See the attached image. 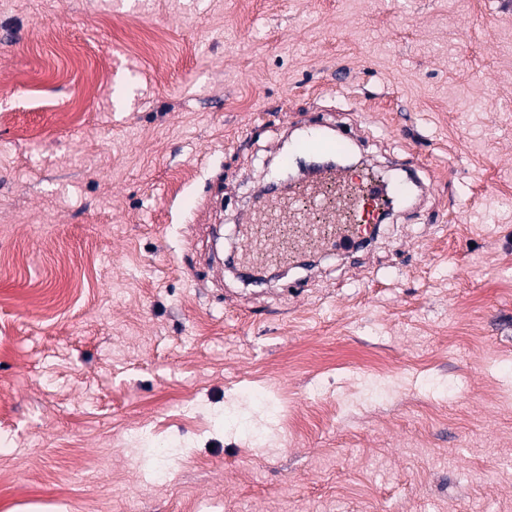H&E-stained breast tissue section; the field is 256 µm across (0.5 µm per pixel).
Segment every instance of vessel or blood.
<instances>
[{
  "mask_svg": "<svg viewBox=\"0 0 512 512\" xmlns=\"http://www.w3.org/2000/svg\"><path fill=\"white\" fill-rule=\"evenodd\" d=\"M349 138L344 129L314 122L292 140L279 168L287 170L297 154L333 155ZM421 188L411 177L385 181L336 166L321 167L286 190L267 182L261 202L250 210L235 265L250 273L266 264H293L311 253L352 249L373 218Z\"/></svg>",
  "mask_w": 512,
  "mask_h": 512,
  "instance_id": "obj_1",
  "label": "vessel or blood"
}]
</instances>
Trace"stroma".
I'll return each mask as SVG.
<instances>
[{"instance_id": "stroma-1", "label": "stroma", "mask_w": 512, "mask_h": 512, "mask_svg": "<svg viewBox=\"0 0 512 512\" xmlns=\"http://www.w3.org/2000/svg\"><path fill=\"white\" fill-rule=\"evenodd\" d=\"M0 87V512H512V0H0ZM314 117L427 200L242 277Z\"/></svg>"}]
</instances>
